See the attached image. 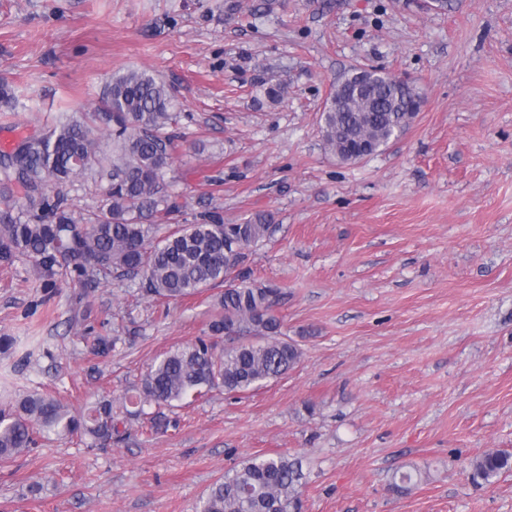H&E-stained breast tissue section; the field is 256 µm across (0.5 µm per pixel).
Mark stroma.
Wrapping results in <instances>:
<instances>
[{
    "mask_svg": "<svg viewBox=\"0 0 512 512\" xmlns=\"http://www.w3.org/2000/svg\"><path fill=\"white\" fill-rule=\"evenodd\" d=\"M409 79L405 132L346 164L327 152L331 86L358 66ZM147 70L181 120L169 177L188 224L273 216L245 267L279 288L286 374L215 389L171 426L108 445L54 440L0 464V512H197L225 473L301 460L303 512H512V0H0V154ZM223 286L169 304L138 281L44 287L0 265V409L27 391L71 409L123 396L154 360L212 335ZM114 336L105 356L84 333ZM411 473L407 491L390 487ZM40 484L39 494L29 487ZM512 470V453L490 451L476 456L469 463V476L479 485H490L504 472Z\"/></svg>",
    "mask_w": 512,
    "mask_h": 512,
    "instance_id": "stroma-1",
    "label": "stroma"
}]
</instances>
